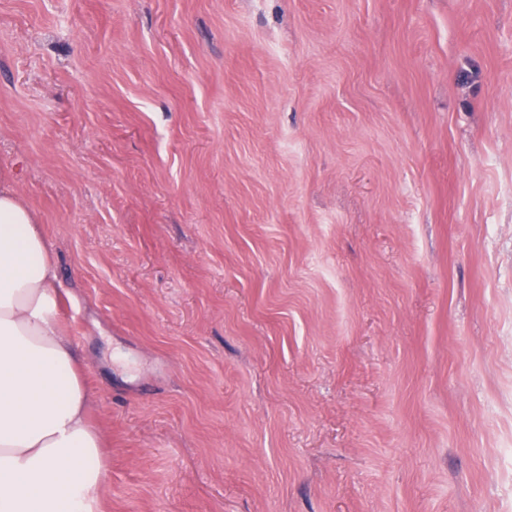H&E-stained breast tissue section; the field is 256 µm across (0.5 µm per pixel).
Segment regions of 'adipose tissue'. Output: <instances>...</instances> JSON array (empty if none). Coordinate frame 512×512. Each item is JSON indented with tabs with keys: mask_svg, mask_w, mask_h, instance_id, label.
Instances as JSON below:
<instances>
[{
	"mask_svg": "<svg viewBox=\"0 0 512 512\" xmlns=\"http://www.w3.org/2000/svg\"><path fill=\"white\" fill-rule=\"evenodd\" d=\"M0 168V512H100L103 438L59 318L54 250Z\"/></svg>",
	"mask_w": 512,
	"mask_h": 512,
	"instance_id": "obj_1",
	"label": "adipose tissue"
}]
</instances>
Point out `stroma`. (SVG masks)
<instances>
[{
  "mask_svg": "<svg viewBox=\"0 0 512 512\" xmlns=\"http://www.w3.org/2000/svg\"><path fill=\"white\" fill-rule=\"evenodd\" d=\"M102 512H512V0H0Z\"/></svg>",
  "mask_w": 512,
  "mask_h": 512,
  "instance_id": "35a3bbf8",
  "label": "stroma"
}]
</instances>
